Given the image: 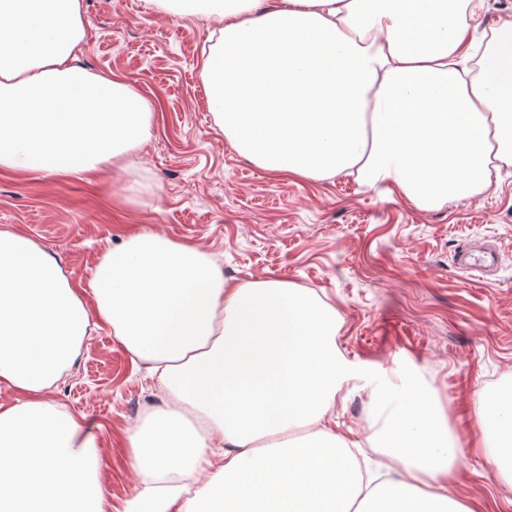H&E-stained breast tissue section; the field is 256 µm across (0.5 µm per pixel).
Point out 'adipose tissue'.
<instances>
[{
	"label": "adipose tissue",
	"instance_id": "obj_1",
	"mask_svg": "<svg viewBox=\"0 0 512 512\" xmlns=\"http://www.w3.org/2000/svg\"><path fill=\"white\" fill-rule=\"evenodd\" d=\"M198 17L209 110L234 149L274 176L347 172L433 209L491 185L512 162V21L478 77L468 52L478 0H145ZM81 0H0V168L80 176L137 152L154 102L74 62ZM148 363L162 393L128 438L139 482L125 512H474L448 495L463 451L431 393L379 405L381 470L364 472L328 413L354 368L339 320L277 278L232 283L198 246L149 228L98 262L87 286L25 234L0 230V512H108L97 439L48 390L94 327ZM512 483V389L474 402Z\"/></svg>",
	"mask_w": 512,
	"mask_h": 512
}]
</instances>
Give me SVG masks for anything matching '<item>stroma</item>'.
Segmentation results:
<instances>
[{"mask_svg": "<svg viewBox=\"0 0 512 512\" xmlns=\"http://www.w3.org/2000/svg\"><path fill=\"white\" fill-rule=\"evenodd\" d=\"M82 15L77 63L119 74L154 101L153 135L118 173L0 168V229L25 233L80 286L148 225L200 246L230 281L281 278L313 290L340 315L336 344L357 368L331 410L337 431L370 452L360 419L374 394L418 375L465 445L449 494L476 512H512V485L471 447L474 395L512 386V164L493 170L486 192L432 211L345 173L273 178L237 154L208 110V23L151 14L143 0H82ZM479 239L500 253L490 284L453 260ZM50 397L91 424L112 512H124L136 483L127 432L160 403L144 364L110 328L95 329Z\"/></svg>", "mask_w": 512, "mask_h": 512, "instance_id": "stroma-1", "label": "stroma"}]
</instances>
